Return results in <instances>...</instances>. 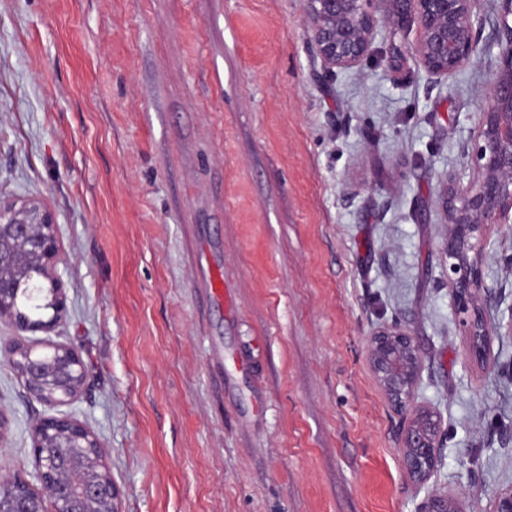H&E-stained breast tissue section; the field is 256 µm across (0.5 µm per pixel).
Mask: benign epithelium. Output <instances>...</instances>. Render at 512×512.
<instances>
[{"instance_id":"benign-epithelium-1","label":"benign epithelium","mask_w":512,"mask_h":512,"mask_svg":"<svg viewBox=\"0 0 512 512\" xmlns=\"http://www.w3.org/2000/svg\"><path fill=\"white\" fill-rule=\"evenodd\" d=\"M312 37L329 68L359 64L387 24L416 27L411 53L428 75L442 78L465 68L478 52L476 0H388L379 15L377 0H307ZM497 64L490 92L479 112L474 150L477 178L465 186L448 185L443 204L448 233L440 247L448 288L467 322L472 352L483 356L490 331L512 335V320L489 322L482 312L483 243L494 224L512 223V0H497ZM57 224L40 203L0 201V319L15 318V302L38 300L49 283L51 316L22 326L25 332H49L66 311L60 277ZM39 353L19 342L8 348L9 363L26 394L46 407L31 429L35 468L9 478L0 494V512H46L44 493L52 495L53 512H119V491L96 433L65 411L85 389L88 376L78 350L67 343L42 340ZM368 364L388 400L410 412L401 433L404 467L423 485L440 466L442 419L416 404L421 356L413 336L400 327H381L369 339ZM424 512H464L459 503L433 495Z\"/></svg>"}]
</instances>
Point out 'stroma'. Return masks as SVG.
Masks as SVG:
<instances>
[{
  "instance_id": "stroma-1",
  "label": "stroma",
  "mask_w": 512,
  "mask_h": 512,
  "mask_svg": "<svg viewBox=\"0 0 512 512\" xmlns=\"http://www.w3.org/2000/svg\"><path fill=\"white\" fill-rule=\"evenodd\" d=\"M416 38L385 29L331 70L307 0H0V200L58 224L52 337L88 371L70 410L120 512H421L432 489L493 512L512 486V335L471 354L439 253L496 54L436 79ZM483 275L508 320L512 224ZM383 325L413 336L442 418L424 487L367 362ZM17 335L0 320V471L27 473L46 408L10 367Z\"/></svg>"
}]
</instances>
